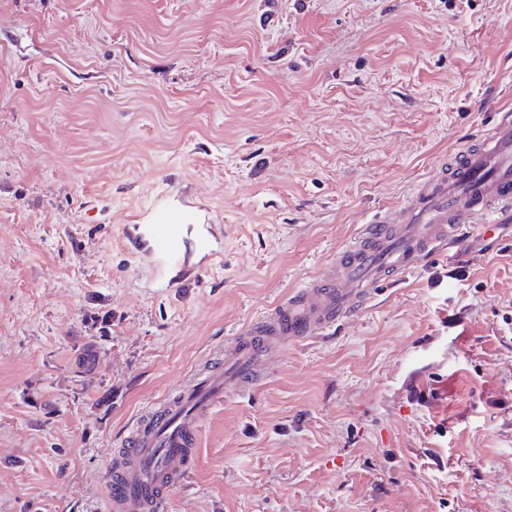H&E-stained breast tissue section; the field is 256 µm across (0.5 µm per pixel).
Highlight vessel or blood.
I'll list each match as a JSON object with an SVG mask.
<instances>
[{
  "instance_id": "vessel-or-blood-1",
  "label": "vessel or blood",
  "mask_w": 512,
  "mask_h": 512,
  "mask_svg": "<svg viewBox=\"0 0 512 512\" xmlns=\"http://www.w3.org/2000/svg\"><path fill=\"white\" fill-rule=\"evenodd\" d=\"M512 210V110L495 108L490 129L453 152L396 207L364 224L316 277L259 316L231 341L223 369L182 383L161 408L127 436L122 465L108 476L107 512H159L177 478L186 475L197 434L228 393L250 390L290 342L320 336L357 314L378 291L459 247L464 226ZM186 216L166 208L153 224H131L128 238L153 258L177 262Z\"/></svg>"
}]
</instances>
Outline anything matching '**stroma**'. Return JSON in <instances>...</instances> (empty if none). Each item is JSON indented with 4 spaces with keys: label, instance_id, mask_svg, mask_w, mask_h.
I'll return each instance as SVG.
<instances>
[{
    "label": "stroma",
    "instance_id": "obj_1",
    "mask_svg": "<svg viewBox=\"0 0 512 512\" xmlns=\"http://www.w3.org/2000/svg\"><path fill=\"white\" fill-rule=\"evenodd\" d=\"M506 98L512 0H0V512H106L141 416ZM164 512H512V215L216 403ZM185 224L184 211L168 207L156 224H128L127 236L145 254L175 263L181 255Z\"/></svg>",
    "mask_w": 512,
    "mask_h": 512
}]
</instances>
